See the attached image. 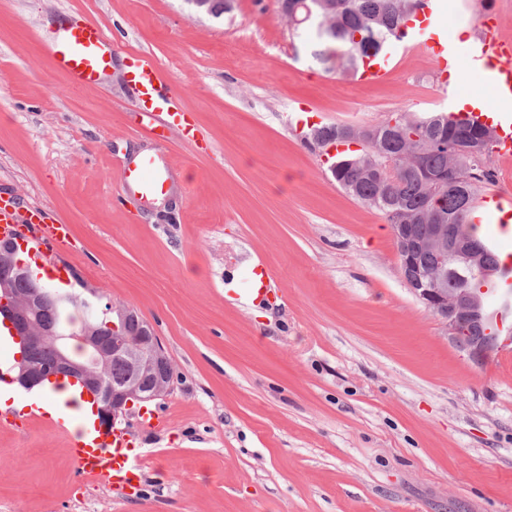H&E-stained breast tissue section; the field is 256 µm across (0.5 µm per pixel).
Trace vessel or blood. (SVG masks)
<instances>
[{
	"mask_svg": "<svg viewBox=\"0 0 512 512\" xmlns=\"http://www.w3.org/2000/svg\"><path fill=\"white\" fill-rule=\"evenodd\" d=\"M439 0H422L406 23L407 33L401 41L403 51H412L430 59L440 73L456 70L460 52L447 38L435 30ZM484 25L478 43L470 48L472 75L488 80L494 94L512 100V40L502 39L494 28V8L483 11ZM55 67L72 86H99L112 69L111 34L100 24L79 15H68L50 38ZM393 52L379 59L364 61L357 82L375 83L391 71ZM127 81L136 98L134 107L138 126L157 142L168 139L170 128H179L186 143L198 146L196 128L185 112L175 105L176 95L162 71L147 56L132 62ZM463 116L489 127L494 132V150L503 160L512 159V113L489 112L479 107H466ZM123 193L143 202L160 200L170 195V170L161 155H143L121 172ZM471 224H492L498 229L512 222V191L498 187L481 188L467 217ZM71 229L62 221L50 219L37 209L22 208L13 195L0 192V239L12 242L26 253L34 267L52 280H63L68 270L55 263L52 254L66 247ZM272 274L263 265H255L249 273V291L254 298L266 300L271 292ZM489 332L500 335L502 350L512 349V274H498L486 306ZM128 439L124 432L111 430L93 433L77 432L69 442V453L82 479L126 488L135 477L136 467L126 452Z\"/></svg>",
	"mask_w": 512,
	"mask_h": 512,
	"instance_id": "1",
	"label": "vessel or blood"
}]
</instances>
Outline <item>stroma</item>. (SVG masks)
Segmentation results:
<instances>
[{"label": "stroma", "instance_id": "stroma-1", "mask_svg": "<svg viewBox=\"0 0 512 512\" xmlns=\"http://www.w3.org/2000/svg\"><path fill=\"white\" fill-rule=\"evenodd\" d=\"M483 2L445 0L444 36L475 35ZM66 12L115 39L98 87L52 64L43 35ZM320 48L282 0L218 18L187 0H0V191L70 224L72 290L136 309L173 367L170 393L117 423L143 464L137 495L81 483L43 421L0 427V512H512V366L449 342L403 281L385 216L297 130L303 103L318 125L364 128L452 93L497 99L465 58L447 90L422 56L360 84ZM135 54L166 73L207 151L139 129ZM159 150L170 196L121 195L122 169ZM258 263L274 275L261 303ZM146 410L168 427L146 429ZM272 273L263 265H255L249 273V291L254 299L264 301L271 292Z\"/></svg>", "mask_w": 512, "mask_h": 512}]
</instances>
